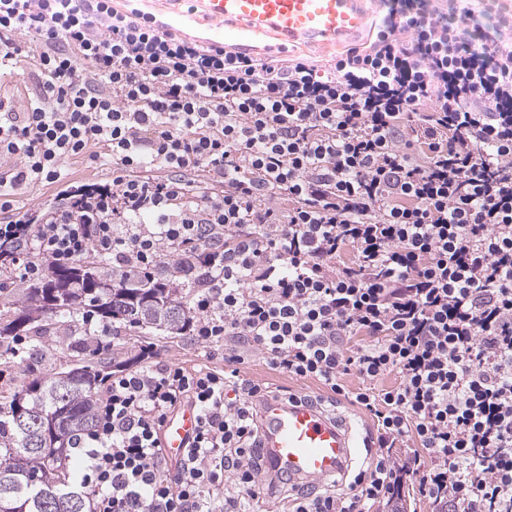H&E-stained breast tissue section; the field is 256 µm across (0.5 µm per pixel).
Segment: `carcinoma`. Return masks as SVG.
Instances as JSON below:
<instances>
[{
	"instance_id": "cac0c4a2",
	"label": "carcinoma",
	"mask_w": 512,
	"mask_h": 512,
	"mask_svg": "<svg viewBox=\"0 0 512 512\" xmlns=\"http://www.w3.org/2000/svg\"><path fill=\"white\" fill-rule=\"evenodd\" d=\"M204 255L165 259L151 275L128 279L89 257L51 268L29 282L9 319L0 317V348L18 336H63L80 349L67 369L34 377L0 394V505L22 512H85L86 499L74 485L67 453L69 437L92 420L95 393L137 363L105 358L96 334L82 321L86 312L111 328L133 327L144 335L181 338L188 334L194 279L185 268L205 272Z\"/></svg>"
}]
</instances>
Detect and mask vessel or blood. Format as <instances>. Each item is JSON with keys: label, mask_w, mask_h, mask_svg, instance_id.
<instances>
[{"label": "vessel or blood", "mask_w": 512, "mask_h": 512, "mask_svg": "<svg viewBox=\"0 0 512 512\" xmlns=\"http://www.w3.org/2000/svg\"><path fill=\"white\" fill-rule=\"evenodd\" d=\"M204 14L219 28L275 33L291 43H343L357 39L366 28L367 0H197ZM260 446L271 472L292 483L325 479L350 462L359 441L349 420L328 413L316 403L292 405L267 400L261 410ZM198 414L186 406L167 420L164 446L178 459L191 442Z\"/></svg>", "instance_id": "1"}]
</instances>
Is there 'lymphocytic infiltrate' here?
I'll return each instance as SVG.
<instances>
[{"mask_svg": "<svg viewBox=\"0 0 512 512\" xmlns=\"http://www.w3.org/2000/svg\"><path fill=\"white\" fill-rule=\"evenodd\" d=\"M27 58L31 97L0 95L11 281L90 253L145 275L206 249L190 333L228 364L113 374L70 439L88 512H371L409 490L439 512H512V0L387 7L326 73L116 0H0V73ZM104 155L111 182L65 180ZM45 183L57 205L16 213ZM255 356L373 417L347 491L291 497L265 466L271 392L239 370ZM188 403L199 427L171 464L160 430Z\"/></svg>", "mask_w": 512, "mask_h": 512, "instance_id": "f902f5d3", "label": "lymphocytic infiltrate"}]
</instances>
